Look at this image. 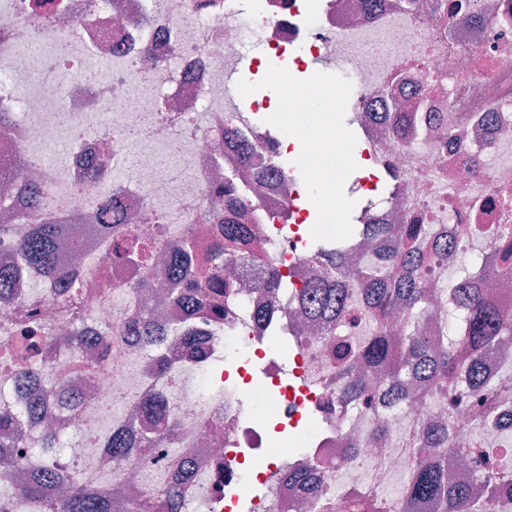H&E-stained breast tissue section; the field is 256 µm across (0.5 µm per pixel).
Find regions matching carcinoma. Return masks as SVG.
<instances>
[{
	"mask_svg": "<svg viewBox=\"0 0 512 512\" xmlns=\"http://www.w3.org/2000/svg\"><path fill=\"white\" fill-rule=\"evenodd\" d=\"M224 210L215 212L217 223L224 226V238L217 239L211 251V261L216 275L208 282L186 279L179 266L173 263L167 270L172 292L186 304L203 303L210 290L222 288L227 294L234 283L222 281L217 276L224 265L226 247L239 249V261L245 270L253 274L260 287L273 296H280L286 289L279 269L268 266L246 247L247 225L235 220L239 210L244 208V199L238 191L232 176H225ZM63 222L49 217L34 224L25 239L11 241L8 226L0 224V244H9L18 249L23 263L40 271L46 277H53L58 271V243L64 233ZM421 224H354L350 239L360 235L382 242L397 234L409 241L422 235ZM345 243L336 248H323L321 253L335 258L331 269L319 282L305 289L300 303L306 312H313L323 319L326 329L336 326L340 317L352 301L353 276L344 259ZM479 258L472 263L460 256L455 266V278L443 284L440 291L448 296L452 315L462 319L464 333L453 339L444 333L428 334L418 319L410 320L403 328L401 345L396 347L387 338L386 330L372 336L361 348V355L376 364H388L392 368L391 383L397 390V398L408 396L409 387L421 381L448 383L453 389L459 380H464L469 390L481 388L484 383L483 359L493 354L512 335V324L508 323L482 296L478 287L479 276L474 268ZM362 289L372 310L381 318H387L393 308L402 307L408 315L421 314L427 301L425 273L416 255L411 251L392 250L384 253L361 276ZM128 331L138 336H152L156 322L149 308H144ZM470 351L467 361L456 357L459 346ZM365 384L359 379L345 377L343 396L350 401L360 396ZM140 407L158 420L171 418L167 404L159 397L150 396L140 402ZM30 413L29 403H23L14 414H0V430L5 431L0 448L13 441L10 425L18 418ZM452 430L439 422L416 435L419 448H442L451 439ZM177 484L170 489L148 496L138 512H183L185 502L179 491V484L189 480L193 471L187 461L175 464ZM451 461L437 455L421 463L414 471L405 495V512H483L484 497L498 492L491 474L475 476L472 480L454 478L449 469ZM60 480V475L50 465L28 472L26 485L21 491L23 498L45 495ZM48 512H119L120 505L113 502L107 492L98 486L77 483L69 496L61 500L51 499ZM347 512H380L378 504L370 496H360L345 501Z\"/></svg>",
	"mask_w": 512,
	"mask_h": 512,
	"instance_id": "1",
	"label": "carcinoma"
}]
</instances>
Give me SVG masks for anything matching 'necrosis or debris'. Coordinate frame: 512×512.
Listing matches in <instances>:
<instances>
[{
	"instance_id": "necrosis-or-debris-1",
	"label": "necrosis or debris",
	"mask_w": 512,
	"mask_h": 512,
	"mask_svg": "<svg viewBox=\"0 0 512 512\" xmlns=\"http://www.w3.org/2000/svg\"><path fill=\"white\" fill-rule=\"evenodd\" d=\"M453 0H0V112L12 113L0 130V165L21 157L22 180L45 187L39 205L27 193L0 190V222L25 234L32 214L90 215L109 204L111 230L93 238L64 240L61 275L46 283L24 267L10 248L0 266L18 268V288L0 295V385L29 370L31 396L44 402L37 422L20 420L19 439L0 455V476L20 487L18 463L37 466L34 441L47 430L71 437L59 460L68 481L104 483L134 512L149 494L145 475L163 471L181 456L199 461L203 482L186 497L200 512H316L303 507L293 477L312 463L322 466L319 492L343 502L357 489L376 497L386 512H404L393 494L422 461L412 438L436 420L450 423L452 458L469 471L493 470L512 485V405L490 413L491 391L512 380V348L484 361L490 392L459 400L434 391L388 403L380 369L354 357L343 362L342 342L360 346L377 321L355 295L335 335L299 312L296 304L271 300L247 281L234 256L221 278L238 281L222 318L168 299L157 308L162 324L188 325L193 344L168 337L164 354L189 388L158 374L141 342L122 335L144 305L143 291L167 285L160 271L175 257L183 235L194 232L188 273H208V250L220 234L210 218L225 175L236 178L250 204L244 221L250 246L264 263L279 268L289 294L324 277L327 260L310 250L303 227L310 212L290 161L317 158L323 136L338 151L366 161L359 188L366 197L362 224H424L414 244L432 287L448 274L444 251L481 245L489 266L487 299L512 318V268L495 261L501 235L512 237V0H467L462 14ZM59 46L54 62L28 47L33 20ZM267 50L256 74L269 85L306 71L307 59L335 57L338 82L364 135L356 148L346 135H275L257 123L263 104L240 109L224 101V72L235 63L248 35ZM157 66L146 69L145 58ZM110 65L107 77L91 64ZM403 133L394 136L393 124ZM235 129L254 167L224 145ZM72 134L62 164L42 158L45 140L59 130ZM138 136L137 181L118 179L128 141ZM187 153L183 188L161 159L163 150ZM266 168L256 182L255 167ZM138 234L151 260L140 267L119 262L112 245ZM60 336H79L87 346H55ZM292 344L291 380H284L279 348ZM368 386L369 399L354 410L340 401L346 366ZM165 395L177 417L174 432L161 435L148 459H113L107 436H138L150 423L138 404ZM120 414H113L115 402ZM289 432L303 450L281 458L278 436Z\"/></svg>"
}]
</instances>
